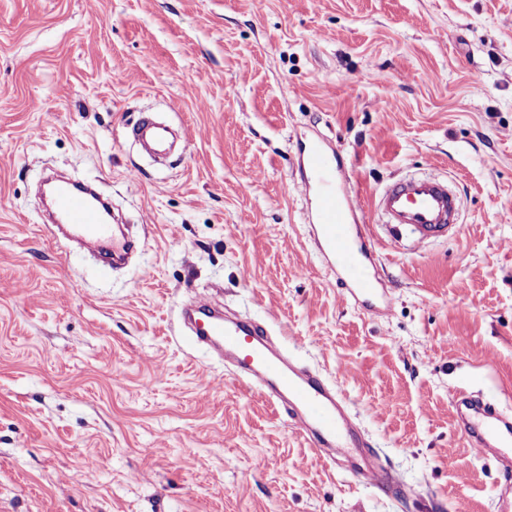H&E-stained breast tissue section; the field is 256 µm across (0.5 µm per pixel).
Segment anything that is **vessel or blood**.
<instances>
[{
	"label": "vessel or blood",
	"mask_w": 512,
	"mask_h": 512,
	"mask_svg": "<svg viewBox=\"0 0 512 512\" xmlns=\"http://www.w3.org/2000/svg\"><path fill=\"white\" fill-rule=\"evenodd\" d=\"M168 125L145 117L132 129L135 140L146 143L158 156L168 153ZM299 172L310 206L306 220L313 226L317 244L336 278L344 302L359 301L382 316L391 312V295L377 291L372 282L353 279L335 262L345 250L365 264H374L377 251L366 234L352 228L365 220L359 191L341 157L327 139L300 147ZM51 222L65 239L79 242L88 251L108 258H122L131 248L128 239L117 236L110 203L88 184L62 181L51 188ZM391 238L410 233L422 244L445 235L458 220L460 202L444 178L414 176L389 185L374 203ZM197 340L223 346L235 363V377L249 386H260L274 405L299 414L301 436L327 461L345 454L350 447L368 451L364 467L353 470V479L388 490L402 487L397 472L377 460L364 431L351 428L353 409L347 396L315 370H296L269 347L266 331L250 320L224 318L205 295L198 296L187 312ZM450 408L477 454L495 458L512 469V412L490 400L474 399L466 390H456Z\"/></svg>",
	"instance_id": "1"
}]
</instances>
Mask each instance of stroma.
Instances as JSON below:
<instances>
[{
	"instance_id": "stroma-1",
	"label": "stroma",
	"mask_w": 512,
	"mask_h": 512,
	"mask_svg": "<svg viewBox=\"0 0 512 512\" xmlns=\"http://www.w3.org/2000/svg\"><path fill=\"white\" fill-rule=\"evenodd\" d=\"M146 112L186 133L167 165L127 136ZM315 137L364 208L403 175L459 193L448 240L371 227L388 317L340 299L304 222ZM54 171L123 213L126 266L53 241ZM199 294L338 383L404 490L192 340ZM460 388L512 408V0H0V512H494Z\"/></svg>"
}]
</instances>
